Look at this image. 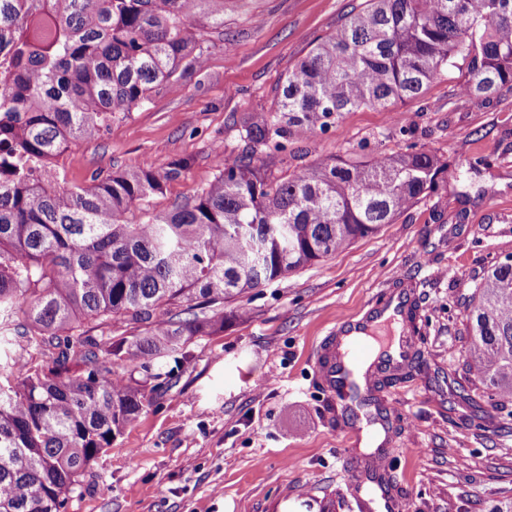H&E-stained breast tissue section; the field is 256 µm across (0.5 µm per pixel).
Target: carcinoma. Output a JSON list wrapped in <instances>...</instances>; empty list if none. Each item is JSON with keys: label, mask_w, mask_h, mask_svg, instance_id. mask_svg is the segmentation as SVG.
<instances>
[{"label": "carcinoma", "mask_w": 512, "mask_h": 512, "mask_svg": "<svg viewBox=\"0 0 512 512\" xmlns=\"http://www.w3.org/2000/svg\"><path fill=\"white\" fill-rule=\"evenodd\" d=\"M225 0H0V512H60L89 464L136 422L156 384L112 364L187 362L224 328V304L377 233L457 177L437 155L342 157L274 175L291 133L313 136L362 107L398 111L460 59V93L512 92V0H365L291 70L276 108L243 119L234 158L214 156L197 195L136 224L126 214L188 167L137 168L60 185L58 158L104 121L183 87ZM468 364L491 400H512V257L483 278ZM131 327L112 335L114 323ZM48 354L46 367L27 356ZM83 364L80 373L70 362ZM386 363L385 381L413 369Z\"/></svg>", "instance_id": "obj_1"}]
</instances>
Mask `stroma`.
Instances as JSON below:
<instances>
[{
    "instance_id": "35a3bbf8",
    "label": "stroma",
    "mask_w": 512,
    "mask_h": 512,
    "mask_svg": "<svg viewBox=\"0 0 512 512\" xmlns=\"http://www.w3.org/2000/svg\"><path fill=\"white\" fill-rule=\"evenodd\" d=\"M363 2L226 0L224 38L204 68L180 92L159 89L139 112L71 145L60 159L68 179L186 158L189 168L127 219L192 198L213 175L215 148L235 156L242 118L275 108L289 70ZM465 75L456 64L401 105L403 123L362 108L326 132L289 137L275 172L413 146L460 176L376 235L240 296V316L197 340L180 368L114 365L119 380L167 372L169 385L91 463L63 512H268L282 497L288 512H379L365 481L376 448L387 451L380 465L404 512H486L512 497V401L483 402L479 429L459 397L483 391L467 365L475 290L512 256V92L490 103L460 95ZM398 295L417 307L420 367L374 390L387 418L379 434L329 400L313 364L334 326Z\"/></svg>"
}]
</instances>
